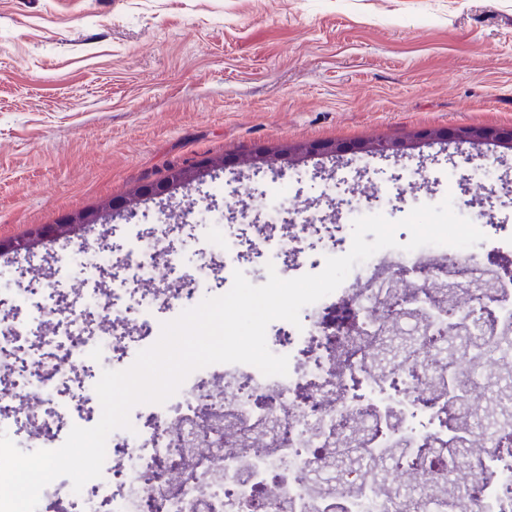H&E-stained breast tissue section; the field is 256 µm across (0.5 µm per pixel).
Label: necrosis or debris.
<instances>
[{
    "mask_svg": "<svg viewBox=\"0 0 512 512\" xmlns=\"http://www.w3.org/2000/svg\"><path fill=\"white\" fill-rule=\"evenodd\" d=\"M309 230L298 225L274 246L258 224L252 243L283 277L282 255ZM401 258L378 251L364 263V295L347 294L362 331L319 317L294 334L277 329L267 344L288 357L284 376L247 364L194 371L165 403L135 406L132 430L107 439L101 478L78 493L61 478L58 501L69 512H458L476 495L492 512H512L503 493L512 464L493 450L484 460L500 480L477 493L453 483L447 466L421 461V446L442 448L451 432L415 395L460 379L456 406L472 426L512 429L511 414L486 416L487 392L464 378L477 347L512 343V277L450 246L414 256L410 274ZM128 311L124 300L103 308L85 363L107 353L123 361L130 336L149 331ZM452 320L461 325L453 334Z\"/></svg>",
    "mask_w": 512,
    "mask_h": 512,
    "instance_id": "necrosis-or-debris-1",
    "label": "necrosis or debris"
}]
</instances>
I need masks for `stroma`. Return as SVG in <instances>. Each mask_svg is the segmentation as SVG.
<instances>
[{"mask_svg":"<svg viewBox=\"0 0 512 512\" xmlns=\"http://www.w3.org/2000/svg\"><path fill=\"white\" fill-rule=\"evenodd\" d=\"M461 126L512 127V0H0V239L78 212L80 232L0 256V302L28 284L40 336L72 299L80 243H161L151 257L197 299L232 287L225 230L265 224L287 205L336 225L305 241L303 264L350 249L355 218L406 217L451 199L477 244L512 265V150L430 138ZM423 133L401 157L313 155L276 170L244 153L309 141L365 142ZM224 159L222 169L208 168ZM196 178L105 206L173 165Z\"/></svg>","mask_w":512,"mask_h":512,"instance_id":"1","label":"stroma"}]
</instances>
